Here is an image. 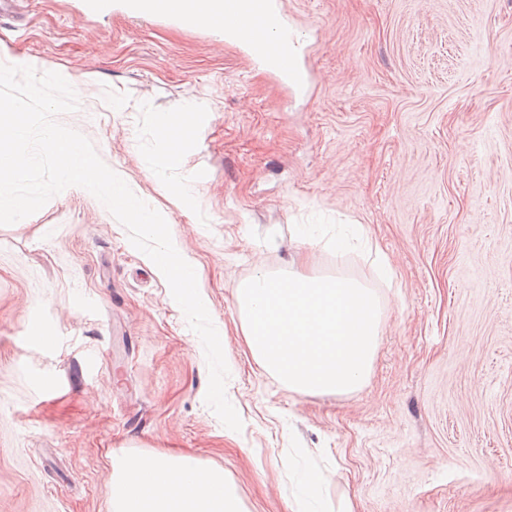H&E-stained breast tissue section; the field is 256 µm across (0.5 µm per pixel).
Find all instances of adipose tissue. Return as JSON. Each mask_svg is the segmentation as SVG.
<instances>
[{"label":"adipose tissue","mask_w":512,"mask_h":512,"mask_svg":"<svg viewBox=\"0 0 512 512\" xmlns=\"http://www.w3.org/2000/svg\"><path fill=\"white\" fill-rule=\"evenodd\" d=\"M107 512H244L222 469L189 453L112 457Z\"/></svg>","instance_id":"1"}]
</instances>
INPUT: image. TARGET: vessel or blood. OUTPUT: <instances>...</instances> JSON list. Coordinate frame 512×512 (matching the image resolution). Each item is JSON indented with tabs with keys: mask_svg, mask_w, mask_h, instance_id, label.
Returning a JSON list of instances; mask_svg holds the SVG:
<instances>
[{
	"mask_svg": "<svg viewBox=\"0 0 512 512\" xmlns=\"http://www.w3.org/2000/svg\"><path fill=\"white\" fill-rule=\"evenodd\" d=\"M224 31L228 38L243 45L251 56L273 69L281 79L299 71L298 55L287 50L272 35V27L281 11L279 0H222ZM250 15L254 31L240 30L235 25L239 15Z\"/></svg>",
	"mask_w": 512,
	"mask_h": 512,
	"instance_id": "b4317fda",
	"label": "vessel or blood"
}]
</instances>
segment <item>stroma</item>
<instances>
[{"mask_svg": "<svg viewBox=\"0 0 512 512\" xmlns=\"http://www.w3.org/2000/svg\"><path fill=\"white\" fill-rule=\"evenodd\" d=\"M307 82L123 0H15L0 64L60 73L87 137L194 265L242 422L205 402L202 343L86 189L0 225V512H106L111 456L189 451L244 512H512V0H280ZM200 109L178 149L159 135ZM319 225L302 245L297 225ZM362 225L393 269L324 246ZM342 275L381 307L366 384L300 396L250 354L258 270ZM54 341L33 342L34 328Z\"/></svg>", "mask_w": 512, "mask_h": 512, "instance_id": "stroma-1", "label": "stroma"}]
</instances>
